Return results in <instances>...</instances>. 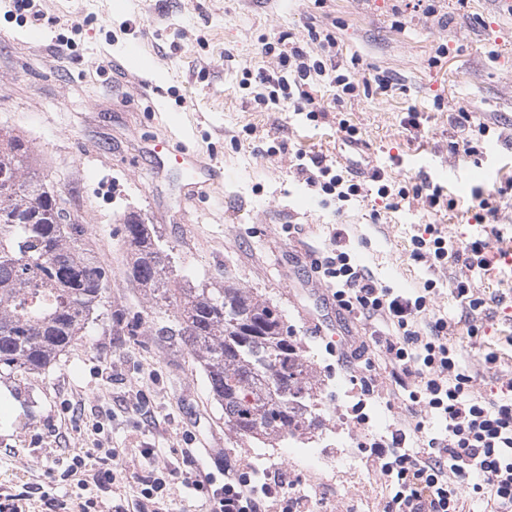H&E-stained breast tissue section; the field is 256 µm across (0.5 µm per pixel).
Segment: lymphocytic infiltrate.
<instances>
[{
  "mask_svg": "<svg viewBox=\"0 0 512 512\" xmlns=\"http://www.w3.org/2000/svg\"><path fill=\"white\" fill-rule=\"evenodd\" d=\"M276 45L281 73H258L259 82L269 90L261 104L275 105L285 98L295 111L312 119L321 113L308 91L314 79L328 76L342 94L357 93L353 80L343 74L329 76L324 63L310 60L303 48L286 45L281 38ZM299 169L307 173L310 185L340 202L360 196L363 190L360 182L323 157H311ZM502 239L500 228L494 226L457 246L432 224L412 239L415 258L439 265L454 260L467 269V277L453 278L450 287L472 317L466 336L473 344L485 335L480 316L488 300L476 292L469 275L489 271L492 244ZM311 267L337 312L369 327L366 339L338 355L360 399L382 395L383 388L372 374L382 363L390 368L395 398L418 417L408 428L389 424L385 433L369 436L363 443L368 461L392 489L383 512H463L469 498L482 501L484 512H512V378L506 382V396L477 393L478 374L468 366L463 347L452 343L451 322L433 311L434 281L409 292L383 286L337 240L328 255L312 260ZM428 416L442 422L440 432L427 433ZM87 471L96 486L115 482L111 449L90 448L76 455L62 477L72 480ZM177 481L203 494L206 512H263L266 500L273 498L279 499L281 512H296L304 501L299 494L280 499L285 484L280 476L257 488L250 477L235 474L229 466L220 478L173 468L137 476L141 512H171L170 487Z\"/></svg>",
  "mask_w": 512,
  "mask_h": 512,
  "instance_id": "lymphocytic-infiltrate-1",
  "label": "lymphocytic infiltrate"
}]
</instances>
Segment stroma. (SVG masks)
<instances>
[{
	"label": "stroma",
	"mask_w": 512,
	"mask_h": 512,
	"mask_svg": "<svg viewBox=\"0 0 512 512\" xmlns=\"http://www.w3.org/2000/svg\"><path fill=\"white\" fill-rule=\"evenodd\" d=\"M312 27L335 36L339 72L359 83L383 73L390 87L340 102L335 85L316 84L311 94L325 114L315 122L287 100L258 104L257 72L280 70L266 44L288 34L319 56ZM511 35L512 15L495 0H31L24 10L0 0V129L28 141L49 189L88 225L112 272L113 305L136 311L150 301L124 277L123 225L134 215L171 249L176 279L205 285L228 276L276 305L321 384L341 376L328 338L364 328L321 304L311 260L336 231L382 284L435 280L438 313L457 319L448 280L461 268L414 261L412 237L428 224L460 242L482 233L466 212L476 190L493 195L498 223L512 226ZM462 111L471 116L465 126ZM412 112L415 128L406 123ZM342 119L358 130L357 144L339 131ZM162 135L221 165L223 182L184 203L182 172L150 153ZM469 139L480 140L481 154L464 153ZM301 152L365 169L364 192L341 206L323 202L297 170ZM376 171L393 189L441 185L457 205L432 209L410 198L388 208L370 178ZM484 325L483 343L465 347L476 367L489 345L512 356V302L492 305ZM357 401L346 386L334 396L339 437L323 443L328 457L355 455L357 474L324 486L310 512L382 510L384 481L359 443L393 416H414L376 399L362 430L343 417ZM187 443L193 454L183 453ZM149 446L160 450L151 462L140 455ZM227 446L224 411L192 357L156 336H126L105 315L49 372L0 381V492L45 484L77 449L111 448L113 488L84 492L138 512L131 476L171 463L248 471L247 454Z\"/></svg>",
	"instance_id": "35a3bbf8"
}]
</instances>
